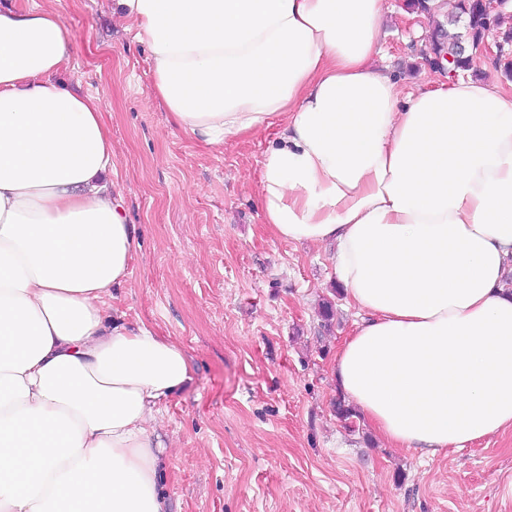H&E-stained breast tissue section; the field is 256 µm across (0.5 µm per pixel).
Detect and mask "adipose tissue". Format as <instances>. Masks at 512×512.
Wrapping results in <instances>:
<instances>
[{
  "label": "adipose tissue",
  "instance_id": "adipose-tissue-1",
  "mask_svg": "<svg viewBox=\"0 0 512 512\" xmlns=\"http://www.w3.org/2000/svg\"><path fill=\"white\" fill-rule=\"evenodd\" d=\"M171 124L207 146L279 125L263 220L332 243L360 315L331 374L421 458L512 431V92L404 91L387 0H113ZM39 0L0 7V512H169L158 422L183 351L110 304L137 245L97 99Z\"/></svg>",
  "mask_w": 512,
  "mask_h": 512
}]
</instances>
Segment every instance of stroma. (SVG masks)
I'll use <instances>...</instances> for the list:
<instances>
[{"label": "stroma", "instance_id": "obj_1", "mask_svg": "<svg viewBox=\"0 0 512 512\" xmlns=\"http://www.w3.org/2000/svg\"><path fill=\"white\" fill-rule=\"evenodd\" d=\"M406 0H388L382 64L404 88L421 65ZM70 33L63 79L98 98L112 135V180L137 228L129 282L114 304L178 345L189 381L160 426L172 512H512V432L419 459L368 424L340 422L330 372L359 316L336 289L330 248L276 239L258 178L275 135L208 147L172 129L148 48L111 0H50ZM336 308L331 326L321 299Z\"/></svg>", "mask_w": 512, "mask_h": 512}]
</instances>
